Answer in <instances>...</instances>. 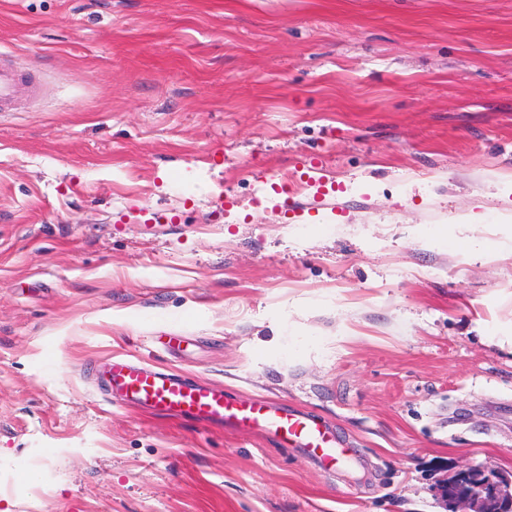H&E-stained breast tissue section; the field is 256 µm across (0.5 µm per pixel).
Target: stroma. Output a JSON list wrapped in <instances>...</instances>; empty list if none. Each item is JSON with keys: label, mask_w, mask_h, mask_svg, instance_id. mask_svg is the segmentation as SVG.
Here are the masks:
<instances>
[{"label": "stroma", "mask_w": 512, "mask_h": 512, "mask_svg": "<svg viewBox=\"0 0 512 512\" xmlns=\"http://www.w3.org/2000/svg\"><path fill=\"white\" fill-rule=\"evenodd\" d=\"M0 65V512H445L512 474V0H0ZM116 355L363 465L108 398ZM440 495L451 512H510L512 478L494 469L467 467L441 487Z\"/></svg>", "instance_id": "obj_1"}]
</instances>
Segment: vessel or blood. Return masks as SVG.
Listing matches in <instances>:
<instances>
[{"mask_svg": "<svg viewBox=\"0 0 512 512\" xmlns=\"http://www.w3.org/2000/svg\"><path fill=\"white\" fill-rule=\"evenodd\" d=\"M102 376L110 393L143 410L258 432L305 448L326 465L336 464L350 452L333 428L278 403L261 398L232 400L218 386L187 383L127 358H112Z\"/></svg>", "mask_w": 512, "mask_h": 512, "instance_id": "obj_1", "label": "vessel or blood"}]
</instances>
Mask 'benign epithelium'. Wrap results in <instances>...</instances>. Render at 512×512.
I'll list each match as a JSON object with an SVG mask.
<instances>
[{
  "mask_svg": "<svg viewBox=\"0 0 512 512\" xmlns=\"http://www.w3.org/2000/svg\"><path fill=\"white\" fill-rule=\"evenodd\" d=\"M440 495L451 512H512V478L494 469H461Z\"/></svg>",
  "mask_w": 512,
  "mask_h": 512,
  "instance_id": "1",
  "label": "benign epithelium"
}]
</instances>
